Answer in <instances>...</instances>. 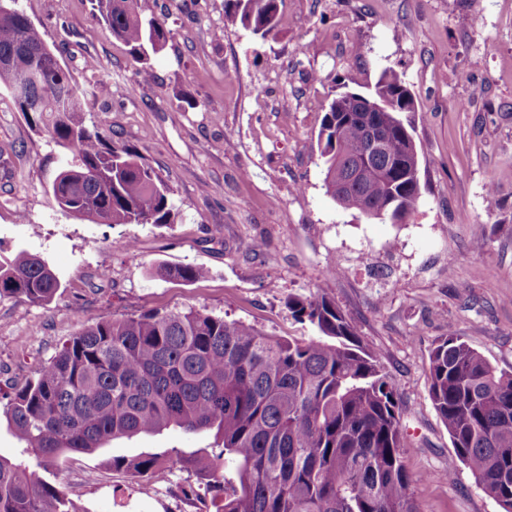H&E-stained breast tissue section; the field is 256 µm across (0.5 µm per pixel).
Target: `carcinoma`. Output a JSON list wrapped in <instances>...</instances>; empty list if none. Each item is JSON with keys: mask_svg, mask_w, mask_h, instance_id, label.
<instances>
[{"mask_svg": "<svg viewBox=\"0 0 512 512\" xmlns=\"http://www.w3.org/2000/svg\"><path fill=\"white\" fill-rule=\"evenodd\" d=\"M282 0H225L224 23L266 38L281 23ZM0 88L70 159L51 191L60 209L93 224L173 223L165 184L126 146L86 124L68 72L16 0H0ZM112 36L131 47L149 78V60L168 41L165 24L138 0H92ZM38 53L45 83L20 101L22 51ZM415 111L410 90L384 69L373 92L342 93L325 112L318 141L327 193L370 219L405 220L420 198L419 159L399 119ZM390 136L377 146L379 135ZM160 274L191 283L199 266ZM60 281L40 256H0V300H53ZM289 296L293 317L319 336L306 342L267 335L240 320L188 307L96 321L71 337L35 380L0 406L31 461L0 456V512H83L48 480L62 458L92 454L119 438L170 427L211 434L190 453L146 452L108 463L153 478L177 466L205 481L215 512H416L414 480L402 461L401 406L376 354L331 296ZM430 401L448 430L452 465H464L501 512H512V373L497 370L448 327L429 361Z\"/></svg>", "mask_w": 512, "mask_h": 512, "instance_id": "obj_1", "label": "carcinoma"}]
</instances>
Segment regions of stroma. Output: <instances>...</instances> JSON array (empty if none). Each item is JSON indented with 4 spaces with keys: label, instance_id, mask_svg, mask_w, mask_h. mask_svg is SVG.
Instances as JSON below:
<instances>
[{
    "label": "stroma",
    "instance_id": "35a3bbf8",
    "mask_svg": "<svg viewBox=\"0 0 512 512\" xmlns=\"http://www.w3.org/2000/svg\"><path fill=\"white\" fill-rule=\"evenodd\" d=\"M138 5L169 31L147 81L90 0L17 2L69 73L88 125L137 150L176 217L110 226L62 211L51 185L67 151L0 90V254L39 255L61 283L45 304L0 300V392L34 380L88 322L152 309L192 307L308 340L315 329L287 300L344 262L333 295L403 406L417 512H500L467 468L446 478L453 448L428 386L430 352L450 326L512 372V0H284L264 40L225 25L224 0ZM388 67L413 94L401 118L420 163L417 209L399 224L340 207L318 147L331 100L371 89ZM255 239L257 254L246 248ZM164 264L207 275L171 281L155 273ZM207 444L178 429L116 439L63 460L58 480L85 512H209L193 473L151 479L107 463Z\"/></svg>",
    "mask_w": 512,
    "mask_h": 512
}]
</instances>
